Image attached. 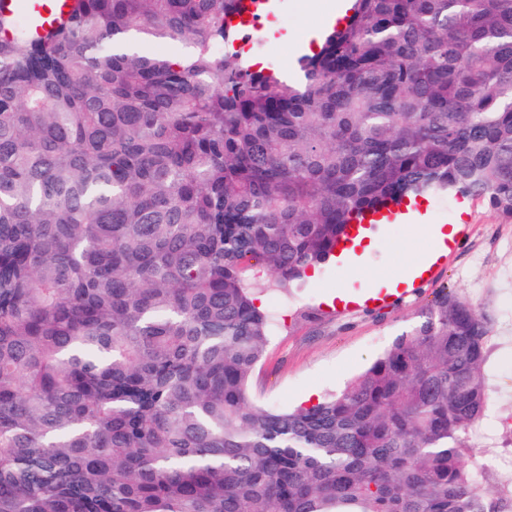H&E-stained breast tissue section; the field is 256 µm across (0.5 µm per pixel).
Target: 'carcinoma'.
I'll list each match as a JSON object with an SVG mask.
<instances>
[{"label": "carcinoma", "mask_w": 512, "mask_h": 512, "mask_svg": "<svg viewBox=\"0 0 512 512\" xmlns=\"http://www.w3.org/2000/svg\"><path fill=\"white\" fill-rule=\"evenodd\" d=\"M242 2L0 14V512H512L455 290L334 397L247 393L262 294L351 224L437 190L512 221V0H351L294 80L227 50Z\"/></svg>", "instance_id": "1"}]
</instances>
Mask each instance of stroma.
I'll return each mask as SVG.
<instances>
[{
	"mask_svg": "<svg viewBox=\"0 0 512 512\" xmlns=\"http://www.w3.org/2000/svg\"><path fill=\"white\" fill-rule=\"evenodd\" d=\"M275 2L274 18L253 56L286 70L304 45V30L318 18L304 11L302 0ZM426 224L454 229V240L432 276L409 298L350 310L328 302L330 291L362 292L413 260L428 245L422 231ZM371 235L373 243L362 252L357 272L342 271L332 259L288 294L267 295V302L279 308L281 326L249 378V398L288 409L302 405L311 391L322 398L339 393L416 321L437 289L461 291L484 308L493 328L487 362L492 411L474 445L494 451L498 463L487 468L483 482L494 489L508 471L505 459L512 444V222L483 200L442 191L427 196L417 216L375 225Z\"/></svg>",
	"mask_w": 512,
	"mask_h": 512,
	"instance_id": "obj_1",
	"label": "stroma"
}]
</instances>
